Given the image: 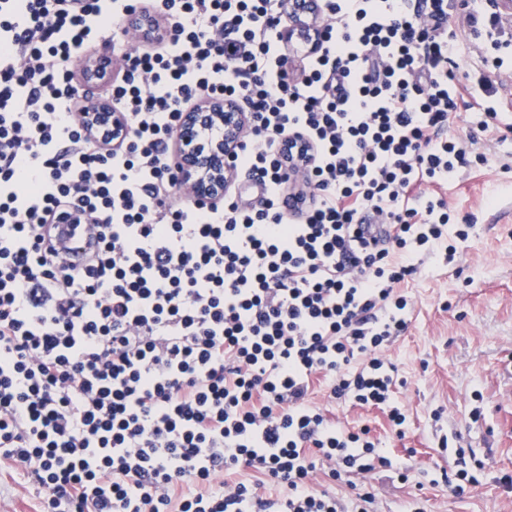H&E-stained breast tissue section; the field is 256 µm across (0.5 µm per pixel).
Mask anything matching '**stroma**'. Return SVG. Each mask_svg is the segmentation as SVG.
Listing matches in <instances>:
<instances>
[{
  "instance_id": "35a3bbf8",
  "label": "stroma",
  "mask_w": 512,
  "mask_h": 512,
  "mask_svg": "<svg viewBox=\"0 0 512 512\" xmlns=\"http://www.w3.org/2000/svg\"><path fill=\"white\" fill-rule=\"evenodd\" d=\"M465 15L450 20L465 48L452 73L469 106L447 132L475 137L487 162L461 169L441 191L452 223L471 227L455 262H424L397 286L413 301L406 330L386 350L398 370L393 404L406 415L403 434L384 410L329 400V378L312 386L327 417L352 431L369 427L385 448L391 467L364 477L378 512H512V125H477L485 105L512 113V24L498 22L494 37L506 46L496 53L494 37L476 36ZM495 53L501 66L486 62ZM460 468L476 481L458 493ZM40 506L17 471H0V512Z\"/></svg>"
}]
</instances>
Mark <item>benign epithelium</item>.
<instances>
[{"label":"benign epithelium","mask_w":512,"mask_h":512,"mask_svg":"<svg viewBox=\"0 0 512 512\" xmlns=\"http://www.w3.org/2000/svg\"><path fill=\"white\" fill-rule=\"evenodd\" d=\"M288 14V28L281 31L289 49H295L294 28L315 31L319 24L317 0H283ZM83 123L92 132L106 131L113 144L126 136L123 115L102 99H90L82 113ZM248 116L229 99L206 98L186 109L179 121L177 140L180 144L174 161L181 183L197 199L219 200L234 181L228 164L239 150Z\"/></svg>","instance_id":"benign-epithelium-1"}]
</instances>
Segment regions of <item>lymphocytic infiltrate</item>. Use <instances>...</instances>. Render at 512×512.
Returning <instances> with one entry per match:
<instances>
[{
    "instance_id": "obj_1",
    "label": "lymphocytic infiltrate",
    "mask_w": 512,
    "mask_h": 512,
    "mask_svg": "<svg viewBox=\"0 0 512 512\" xmlns=\"http://www.w3.org/2000/svg\"><path fill=\"white\" fill-rule=\"evenodd\" d=\"M321 2L319 44L292 66L280 0H0V469L41 512H373L371 492L348 510L311 488L391 465L369 428L314 405L311 379L405 424L382 353L411 310L393 286L469 237L414 191L474 148L445 134L455 0ZM139 12L164 21L145 47ZM102 45L116 149L87 133L72 69ZM218 96L251 114L232 164L257 203L180 185L181 114ZM70 217L96 240L79 269L49 245ZM244 468L260 482L232 481Z\"/></svg>"
}]
</instances>
